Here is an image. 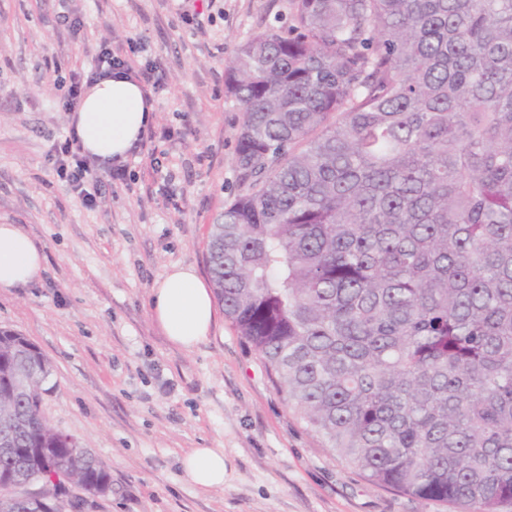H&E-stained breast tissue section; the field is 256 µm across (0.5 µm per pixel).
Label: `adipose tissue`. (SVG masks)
<instances>
[{"mask_svg": "<svg viewBox=\"0 0 512 512\" xmlns=\"http://www.w3.org/2000/svg\"><path fill=\"white\" fill-rule=\"evenodd\" d=\"M155 110L143 86L119 75L87 88L70 124L85 154L109 162L124 158L153 122ZM44 270V256L15 225L0 224V289L27 284ZM150 313L169 342L189 350L209 336L216 315L213 293L191 265L174 264L154 284ZM188 478L199 488L224 484V451L194 448L181 458Z\"/></svg>", "mask_w": 512, "mask_h": 512, "instance_id": "obj_1", "label": "adipose tissue"}]
</instances>
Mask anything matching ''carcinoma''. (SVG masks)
I'll use <instances>...</instances> for the list:
<instances>
[{
    "label": "carcinoma",
    "instance_id": "1",
    "mask_svg": "<svg viewBox=\"0 0 512 512\" xmlns=\"http://www.w3.org/2000/svg\"><path fill=\"white\" fill-rule=\"evenodd\" d=\"M240 44L241 192L212 225L224 316L332 455L457 512H512V0H290ZM0 330V481L81 509L110 473L42 413Z\"/></svg>",
    "mask_w": 512,
    "mask_h": 512
}]
</instances>
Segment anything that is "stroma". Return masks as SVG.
Instances as JSON below:
<instances>
[{
	"mask_svg": "<svg viewBox=\"0 0 512 512\" xmlns=\"http://www.w3.org/2000/svg\"><path fill=\"white\" fill-rule=\"evenodd\" d=\"M290 22L289 0H0V224L45 257L39 280L0 291V329L50 359L48 423L111 475L86 512H451L332 456L225 316L185 350L149 312L169 266L208 276L210 227L241 190L242 112L224 67ZM104 45L133 68L156 66L160 85L123 178H103L89 208L58 177L55 149L72 131L61 87ZM192 448L223 449V487L186 476Z\"/></svg>",
	"mask_w": 512,
	"mask_h": 512,
	"instance_id": "stroma-1",
	"label": "stroma"
}]
</instances>
